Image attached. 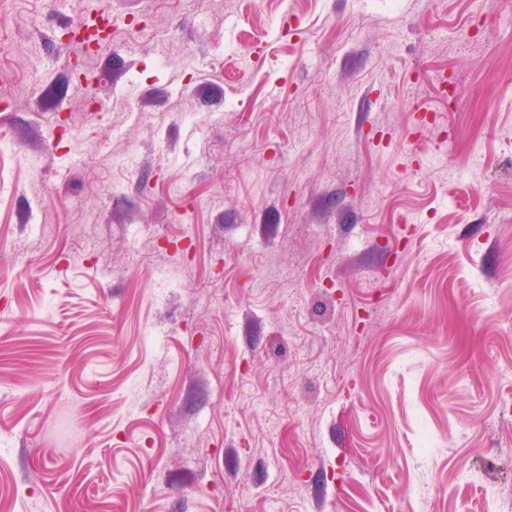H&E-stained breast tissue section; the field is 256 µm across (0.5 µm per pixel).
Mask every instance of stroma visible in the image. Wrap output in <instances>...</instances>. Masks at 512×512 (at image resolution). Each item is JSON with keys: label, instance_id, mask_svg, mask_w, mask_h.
<instances>
[{"label": "stroma", "instance_id": "stroma-1", "mask_svg": "<svg viewBox=\"0 0 512 512\" xmlns=\"http://www.w3.org/2000/svg\"><path fill=\"white\" fill-rule=\"evenodd\" d=\"M508 484L512 12L0 0V512H512Z\"/></svg>", "mask_w": 512, "mask_h": 512}]
</instances>
